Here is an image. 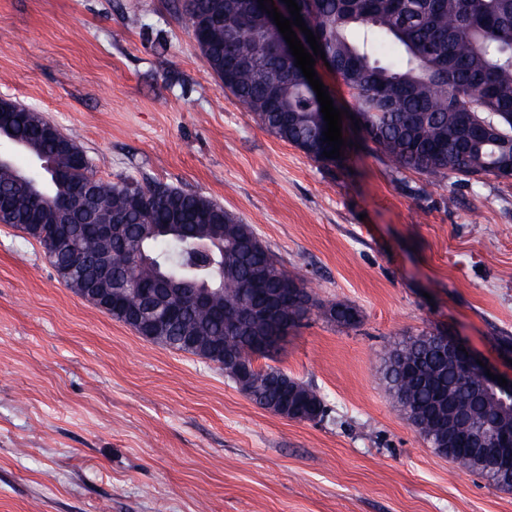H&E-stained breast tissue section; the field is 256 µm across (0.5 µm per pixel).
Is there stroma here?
<instances>
[{"instance_id": "obj_1", "label": "stroma", "mask_w": 512, "mask_h": 512, "mask_svg": "<svg viewBox=\"0 0 512 512\" xmlns=\"http://www.w3.org/2000/svg\"><path fill=\"white\" fill-rule=\"evenodd\" d=\"M1 97L42 112L104 182L223 205L315 305L362 322L312 315L258 359L328 408L288 420L81 299L0 224V512H512V491L431 448L382 378L394 342L432 332L512 383V179L395 170L347 118L342 160H313L225 91L183 0H0ZM321 315L331 323H336L347 328H356L361 324L362 315L360 311L346 303L332 304L321 312Z\"/></svg>"}]
</instances>
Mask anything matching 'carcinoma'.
I'll list each match as a JSON object with an SVG mask.
<instances>
[{
  "instance_id": "1",
  "label": "carcinoma",
  "mask_w": 512,
  "mask_h": 512,
  "mask_svg": "<svg viewBox=\"0 0 512 512\" xmlns=\"http://www.w3.org/2000/svg\"><path fill=\"white\" fill-rule=\"evenodd\" d=\"M296 2L349 90L366 141L395 170L459 184L502 178L505 160H512V0ZM184 12L211 72L263 129L316 161L336 162L323 155L332 147L323 142L316 92L258 0H184ZM381 42L396 56L384 57ZM47 122L41 112L22 106L0 115V126L13 130L15 139L53 154L58 145L45 135ZM75 187L87 189L85 206L95 223H108L113 213L125 216V235L109 247L112 277L132 284L122 303L134 306L161 284L183 287L165 337L152 339L142 330L140 336L175 351L209 353L261 408L287 402L297 414L323 416L322 398L307 386H301V397L290 398L283 370H248L255 358L271 356L260 347V337L282 323L297 327L312 309L302 279L273 257L251 225L201 194L160 184L146 189L135 181L105 183L76 159L59 161L56 176L31 174L14 162L0 170V198L8 201L0 219L29 224L34 211L64 204ZM56 228L62 237H77L82 267L91 268L102 246L90 225ZM197 283L214 288L206 307L189 291ZM272 300L278 303L277 319L232 328L230 312L261 309ZM321 315L347 328L362 321L360 311L346 303ZM434 337L410 336L389 352L383 380L393 403L438 453L511 489L512 483L500 482L501 464L476 460L466 448L485 434L489 421L507 435L500 447L512 449V407L477 402L470 419L448 426V396L467 403L474 389L462 369L463 354L448 355Z\"/></svg>"
}]
</instances>
